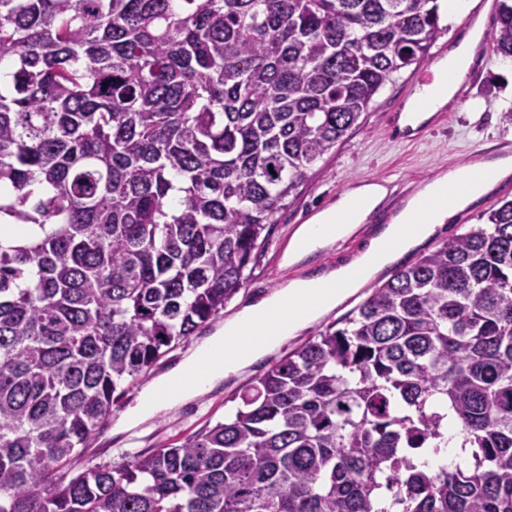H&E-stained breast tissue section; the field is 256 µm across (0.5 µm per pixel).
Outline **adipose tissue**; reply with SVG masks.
I'll return each mask as SVG.
<instances>
[{
  "mask_svg": "<svg viewBox=\"0 0 512 512\" xmlns=\"http://www.w3.org/2000/svg\"><path fill=\"white\" fill-rule=\"evenodd\" d=\"M481 35L480 27H473L458 45L449 49L435 67L432 83L417 88L407 103L401 126L417 128L456 97ZM511 175V156H490L478 165L451 170L426 185L405 202L391 223L355 259L321 275L289 281L225 320L223 328L143 390L136 407L117 421L116 431L135 428L161 410L209 392L315 322L400 254L431 236L436 225L445 223ZM386 193V187L370 182L340 196L335 204L317 212L297 229L288 248L289 260L349 235L355 225L369 218ZM260 324L269 325L271 331L261 343L255 341L253 333Z\"/></svg>",
  "mask_w": 512,
  "mask_h": 512,
  "instance_id": "ef3b65f1",
  "label": "adipose tissue"
}]
</instances>
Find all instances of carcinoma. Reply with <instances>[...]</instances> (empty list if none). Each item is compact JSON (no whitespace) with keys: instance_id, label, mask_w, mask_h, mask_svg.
I'll list each match as a JSON object with an SVG mask.
<instances>
[{"instance_id":"obj_1","label":"carcinoma","mask_w":512,"mask_h":512,"mask_svg":"<svg viewBox=\"0 0 512 512\" xmlns=\"http://www.w3.org/2000/svg\"><path fill=\"white\" fill-rule=\"evenodd\" d=\"M493 50L512 56V0ZM438 0H0V512H512V200L392 271L232 417L70 480L217 319ZM453 410L462 465L421 470Z\"/></svg>"}]
</instances>
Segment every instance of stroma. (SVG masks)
Returning <instances> with one entry per match:
<instances>
[{"label": "stroma", "mask_w": 512, "mask_h": 512, "mask_svg": "<svg viewBox=\"0 0 512 512\" xmlns=\"http://www.w3.org/2000/svg\"><path fill=\"white\" fill-rule=\"evenodd\" d=\"M473 22L470 15L452 21L441 20L442 32L428 55L402 71L395 82L377 94L362 126L312 167L297 196L278 214L268 246L252 268L246 284L225 305L222 318L180 342L147 375L126 387L122 398L112 407L113 417H120L134 408L152 379L177 366L244 304L274 292L287 281L308 278L321 269L353 260L364 250L383 218L393 217L411 195L440 173L491 154L512 156V125L502 120L503 112L512 109V72L501 68V55L489 47L484 50L483 62L470 68L455 103L447 107V120L431 118L411 138L397 140L390 135L399 112L419 85L420 74L433 70L443 54L467 35ZM372 181L385 184L388 193L366 223L357 225L339 242L295 262L287 261L288 247L301 224L331 206L339 196ZM507 200H512V176L500 181L472 206L459 211L452 220L437 226L433 235L401 254L399 263H411L448 237L464 233ZM366 295L365 288L353 290L336 308L210 392L174 409L161 411L150 421L124 433L116 435L104 430L91 448L72 462L69 477L98 466H121L132 454L152 451L185 438L205 424L223 420L225 415L234 412L246 385L288 352L335 323Z\"/></svg>", "instance_id": "1"}]
</instances>
